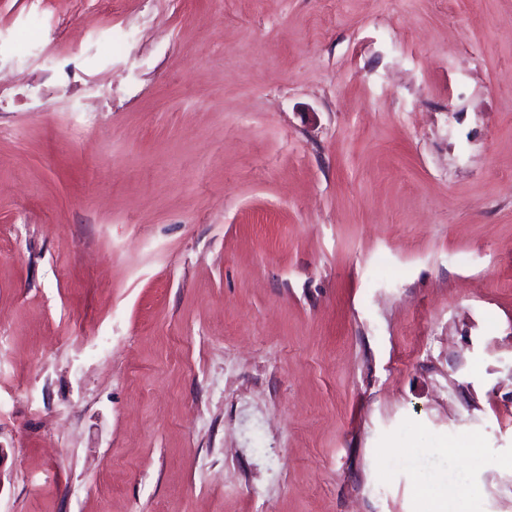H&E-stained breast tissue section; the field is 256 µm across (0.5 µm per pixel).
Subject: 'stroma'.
I'll return each instance as SVG.
<instances>
[{
    "label": "stroma",
    "mask_w": 512,
    "mask_h": 512,
    "mask_svg": "<svg viewBox=\"0 0 512 512\" xmlns=\"http://www.w3.org/2000/svg\"><path fill=\"white\" fill-rule=\"evenodd\" d=\"M0 512H512V0H0Z\"/></svg>",
    "instance_id": "35a3bbf8"
}]
</instances>
